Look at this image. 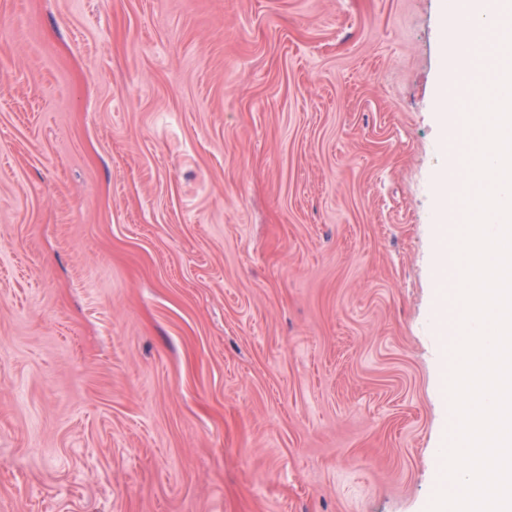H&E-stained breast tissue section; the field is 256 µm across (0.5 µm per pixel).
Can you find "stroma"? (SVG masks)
Wrapping results in <instances>:
<instances>
[{"instance_id": "1", "label": "stroma", "mask_w": 512, "mask_h": 512, "mask_svg": "<svg viewBox=\"0 0 512 512\" xmlns=\"http://www.w3.org/2000/svg\"><path fill=\"white\" fill-rule=\"evenodd\" d=\"M445 27L442 0H0V512H428Z\"/></svg>"}]
</instances>
